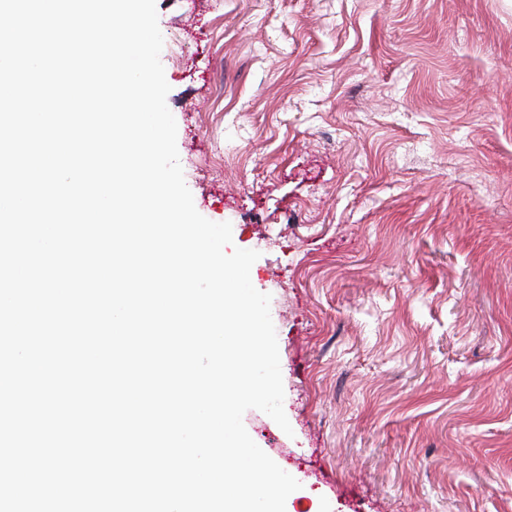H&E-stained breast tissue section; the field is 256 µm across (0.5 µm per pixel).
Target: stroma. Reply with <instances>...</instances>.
<instances>
[{"mask_svg":"<svg viewBox=\"0 0 512 512\" xmlns=\"http://www.w3.org/2000/svg\"><path fill=\"white\" fill-rule=\"evenodd\" d=\"M197 211L270 294L285 512H512V0H156Z\"/></svg>","mask_w":512,"mask_h":512,"instance_id":"obj_1","label":"stroma"}]
</instances>
